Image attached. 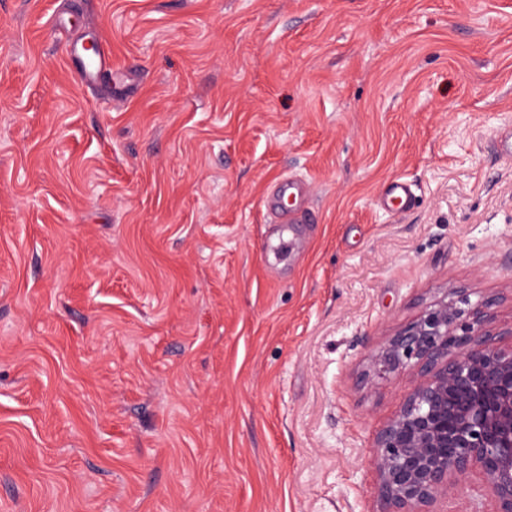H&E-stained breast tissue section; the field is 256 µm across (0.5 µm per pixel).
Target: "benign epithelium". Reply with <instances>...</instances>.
I'll return each instance as SVG.
<instances>
[{
  "instance_id": "benign-epithelium-1",
  "label": "benign epithelium",
  "mask_w": 512,
  "mask_h": 512,
  "mask_svg": "<svg viewBox=\"0 0 512 512\" xmlns=\"http://www.w3.org/2000/svg\"><path fill=\"white\" fill-rule=\"evenodd\" d=\"M499 303L448 288L369 356L365 384L410 382L371 445L373 512H447L465 486L512 512V324L493 326Z\"/></svg>"
}]
</instances>
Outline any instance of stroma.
I'll list each match as a JSON object with an SVG mask.
<instances>
[{"mask_svg": "<svg viewBox=\"0 0 512 512\" xmlns=\"http://www.w3.org/2000/svg\"><path fill=\"white\" fill-rule=\"evenodd\" d=\"M509 127L512 0H0V512H372L370 354L449 287L512 322ZM69 60L73 71H76L83 85H90L95 82L99 73L111 66V58L108 51H100L92 62H89L84 55V48L77 41L68 43ZM308 190L306 185L295 178L288 177L280 182L274 194L265 196L264 207L273 219L269 224H304L312 221L311 213L305 207ZM285 196L292 197L301 203L300 208L288 209L281 205V199ZM383 203L394 213H403L414 206V194L410 184L402 180H393L384 187Z\"/></svg>", "mask_w": 512, "mask_h": 512, "instance_id": "35a3bbf8", "label": "stroma"}]
</instances>
